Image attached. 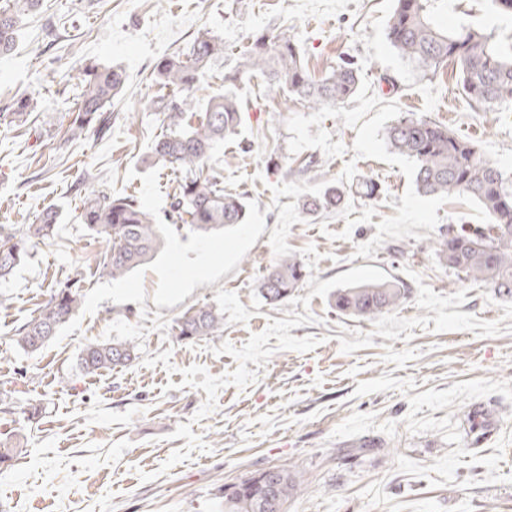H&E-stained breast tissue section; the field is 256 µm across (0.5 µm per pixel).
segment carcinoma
<instances>
[{"label":"carcinoma","instance_id":"carcinoma-1","mask_svg":"<svg viewBox=\"0 0 512 512\" xmlns=\"http://www.w3.org/2000/svg\"><path fill=\"white\" fill-rule=\"evenodd\" d=\"M40 0H3L0 4V56L16 48L22 17L36 10ZM489 13L512 19V0H487ZM448 0H394L386 38L398 55L422 76H434L450 61L458 67L459 85L471 108L481 112L512 110V40L496 38L481 20L463 19L453 28L438 21ZM224 58V41L208 30L198 31L186 53L161 59L154 68L158 93L151 109L162 115L145 162L163 165L179 174L172 203L176 221L193 231L209 233L244 223L246 207L238 195L224 193V177L208 167L214 149L235 134L241 107L235 89L259 74L270 91L311 109L335 105L353 96L360 83L358 63L343 56L325 77H313L300 46L283 31L260 33L235 58L224 74V95L199 109L193 88L200 74ZM82 84L78 111L69 123L71 136L103 131L110 123L106 106L119 95L125 72L119 68L87 65L78 74ZM32 106L21 97L0 121L20 122ZM391 152L413 163L419 194L447 199L466 198L477 203L488 223L463 225L442 236L439 255L445 264L465 277L488 284L501 297L512 299V175L484 158L478 144L446 126L413 115L398 117L386 129ZM341 194L334 187L303 200L307 213L335 206ZM82 219L90 233L107 243L98 265L99 276L122 279L148 262L165 241V227L133 195L90 193L83 202ZM58 213L45 209L35 224H21L0 232V278L24 262L38 244L54 236ZM307 271L293 257L281 259L260 284V293L280 302L305 279ZM79 279L69 278L52 291L37 316L16 329L14 342L36 352L75 314L82 303ZM407 289L397 280L366 281L341 288L336 309L348 315L374 319L399 306ZM178 336L196 339L221 336L224 316L209 306L185 313L177 324ZM136 347L127 342H94L80 354V368L97 374L131 364ZM21 445L20 435L0 440V465L10 462ZM301 481L285 467H277L274 499L277 510L266 507L256 475L239 483L232 493H222L224 512H287L288 499Z\"/></svg>","mask_w":512,"mask_h":512}]
</instances>
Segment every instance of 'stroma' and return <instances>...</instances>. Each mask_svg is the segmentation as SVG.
<instances>
[{"instance_id":"stroma-1","label":"stroma","mask_w":512,"mask_h":512,"mask_svg":"<svg viewBox=\"0 0 512 512\" xmlns=\"http://www.w3.org/2000/svg\"><path fill=\"white\" fill-rule=\"evenodd\" d=\"M393 0H42L16 50L0 57V112L25 95L34 123L0 125V224H32L56 205L55 237L0 280V433L23 431L0 468V512H223L224 487L284 466L303 483L288 512H512V299L464 279L437 244L482 224L469 200L417 193L412 164L386 127L413 114L476 141L512 173V112H476L453 68L426 80L386 38ZM297 40L310 74L343 54L363 68L358 91L320 110L284 106L262 76L240 85L241 123L212 158L244 224L201 235L170 223V169L141 162L161 116L148 102L154 67L198 31L224 41L199 76L197 104L252 37ZM127 83L105 135L66 129L86 63ZM377 185L361 197L363 179ZM334 186L339 209L302 199ZM131 194L167 224V241L125 279L98 277L107 244L81 222V199ZM308 271L286 300L258 288L280 257ZM80 277L81 308L41 350L17 327L60 282ZM397 279L406 301L373 320L339 313L333 295ZM214 307L224 333L180 339L176 321ZM92 341L137 347L128 366L88 375ZM40 405L37 421L25 419Z\"/></svg>"}]
</instances>
